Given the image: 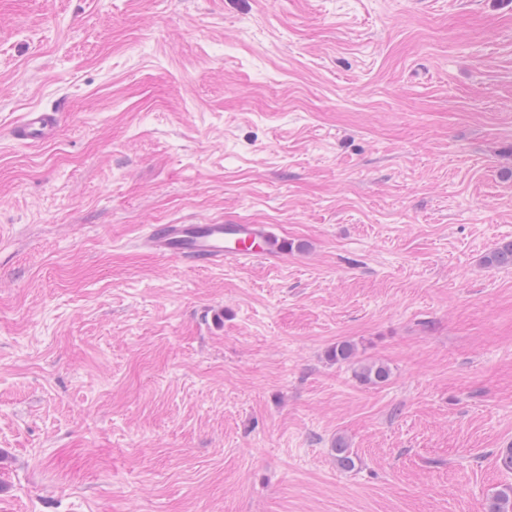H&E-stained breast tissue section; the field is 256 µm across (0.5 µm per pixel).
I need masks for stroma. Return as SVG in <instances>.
I'll return each mask as SVG.
<instances>
[{"label": "stroma", "instance_id": "obj_1", "mask_svg": "<svg viewBox=\"0 0 512 512\" xmlns=\"http://www.w3.org/2000/svg\"><path fill=\"white\" fill-rule=\"evenodd\" d=\"M511 239L512 0H0V512H484ZM60 124V112L32 110L24 112L12 126L10 137L15 142L39 145L53 140ZM135 246L196 267L247 258H278L292 250L268 224H150ZM355 377L366 386H380L385 384L390 378V369L381 362L356 363Z\"/></svg>", "mask_w": 512, "mask_h": 512}]
</instances>
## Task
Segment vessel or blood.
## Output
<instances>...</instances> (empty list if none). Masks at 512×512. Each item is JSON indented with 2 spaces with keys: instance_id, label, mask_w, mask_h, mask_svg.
I'll list each match as a JSON object with an SVG mask.
<instances>
[{
  "instance_id": "b4317fda",
  "label": "vessel or blood",
  "mask_w": 512,
  "mask_h": 512,
  "mask_svg": "<svg viewBox=\"0 0 512 512\" xmlns=\"http://www.w3.org/2000/svg\"><path fill=\"white\" fill-rule=\"evenodd\" d=\"M60 124L56 112L33 110L12 126L15 142L39 145L53 140ZM139 249L196 267H213L247 258H278L292 244L266 224H151L137 239Z\"/></svg>"
}]
</instances>
